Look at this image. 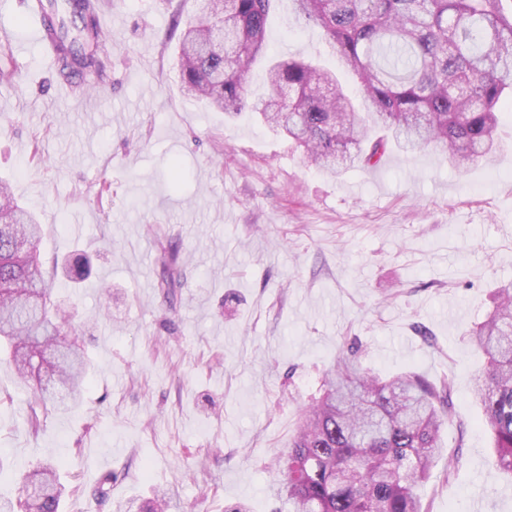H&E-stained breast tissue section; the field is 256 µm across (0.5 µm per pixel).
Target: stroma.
I'll return each mask as SVG.
<instances>
[{"mask_svg": "<svg viewBox=\"0 0 512 512\" xmlns=\"http://www.w3.org/2000/svg\"><path fill=\"white\" fill-rule=\"evenodd\" d=\"M102 2L112 85L85 102L57 79L21 0H0V61L14 72L0 83V178L42 224L45 268L90 262L75 283L58 273L52 298L91 363L81 402L34 432V388L0 359V491L52 461L62 512H137L159 493L168 512H288L278 458L353 347L381 375L454 381L448 456L415 489L424 512H512L474 395L484 358L467 337L512 281V104L499 148L466 169L433 145L391 146L379 166L335 176L253 111L230 118L182 93L169 31L196 0ZM267 43L334 70L361 101L292 0H274ZM163 240L180 248L172 300L158 286Z\"/></svg>", "mask_w": 512, "mask_h": 512, "instance_id": "stroma-1", "label": "stroma"}]
</instances>
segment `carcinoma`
<instances>
[{"instance_id": "cac0c4a2", "label": "carcinoma", "mask_w": 512, "mask_h": 512, "mask_svg": "<svg viewBox=\"0 0 512 512\" xmlns=\"http://www.w3.org/2000/svg\"><path fill=\"white\" fill-rule=\"evenodd\" d=\"M319 25L342 67L361 87L358 109L336 74L300 58L266 53L271 0H204L181 33L182 91L236 116L246 84L265 60L267 94L252 105L273 130L292 139L319 169L373 168L387 149L381 129L405 152L435 144L448 165L464 168L494 152L499 110L512 99V11L503 0H292ZM47 25L44 43L58 78L86 86L111 67L97 27L96 0H25ZM43 227L0 182V347L22 382L34 375L29 341L55 353L60 400L35 395L39 412L65 409L85 387L75 328L54 303L39 259ZM172 245L160 246V287L182 286ZM485 320L469 331L486 359L476 377L482 423L491 432V469L512 475V282L496 288ZM453 380L431 384L413 371L382 377L340 360L319 399L308 405L281 469L289 512H423L415 486L429 479L445 448ZM46 462L0 512H59L65 486Z\"/></svg>"}]
</instances>
